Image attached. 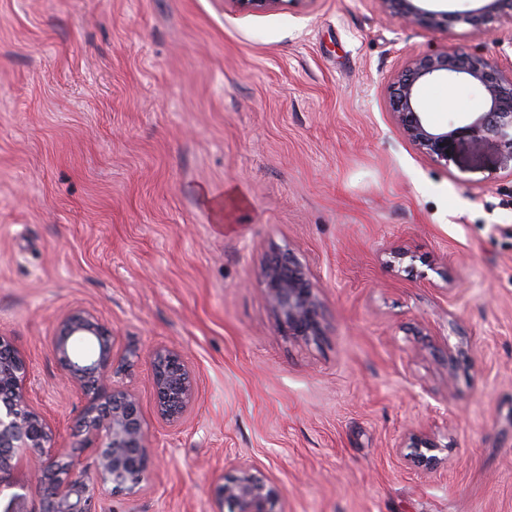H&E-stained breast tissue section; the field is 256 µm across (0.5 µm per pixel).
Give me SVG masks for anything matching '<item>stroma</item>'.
I'll return each instance as SVG.
<instances>
[{"mask_svg": "<svg viewBox=\"0 0 512 512\" xmlns=\"http://www.w3.org/2000/svg\"><path fill=\"white\" fill-rule=\"evenodd\" d=\"M512 66V16L403 27L380 0L244 13L227 0H0V336L68 441L51 353L91 310L129 359L154 467L107 512H218L250 472L280 512H512V178L463 75L426 81L445 163L396 126L415 55ZM307 273L320 336L284 332L261 271ZM195 402L157 416L148 351ZM456 355L448 365L447 355ZM434 435V467L405 459ZM157 394V413L168 425L179 424L195 400L187 364L179 353L165 346L148 352Z\"/></svg>", "mask_w": 512, "mask_h": 512, "instance_id": "stroma-1", "label": "stroma"}]
</instances>
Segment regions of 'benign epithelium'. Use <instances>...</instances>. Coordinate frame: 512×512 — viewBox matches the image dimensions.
<instances>
[{
	"label": "benign epithelium",
	"mask_w": 512,
	"mask_h": 512,
	"mask_svg": "<svg viewBox=\"0 0 512 512\" xmlns=\"http://www.w3.org/2000/svg\"><path fill=\"white\" fill-rule=\"evenodd\" d=\"M239 11L265 13L299 8L309 0H226ZM385 12L409 27H440L450 21L488 24L503 11L505 0H485L480 14L450 16L428 11L418 0H380ZM465 74L483 87L487 110L468 125L473 136H491L507 149L503 170L512 177V73L483 55L435 51L415 56L389 87L394 122L423 155L448 161L454 133L432 127L419 98L420 84L430 77ZM270 303L290 336L308 339L321 333L320 303L304 269L289 256H276L262 271ZM51 351L62 377L79 389L83 402L73 420L68 444H60L53 426L29 394L28 364L13 342L0 336V491L15 484L23 468L41 488L39 512H100L99 489L107 484L138 488L151 469L150 439L139 401L121 378L118 338L91 311L63 313L55 326ZM157 394V413L166 424H179L195 400L187 364L165 346L148 352ZM404 447L419 465L435 462L437 442L422 432L408 434ZM93 458L83 462V454ZM227 512H276L278 487L246 475L218 488Z\"/></svg>",
	"instance_id": "7a95c632"
}]
</instances>
